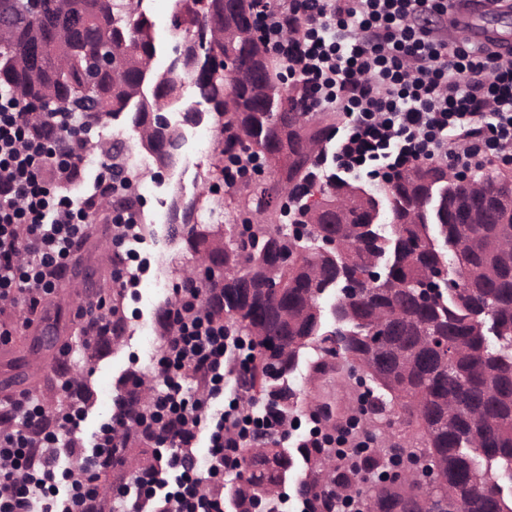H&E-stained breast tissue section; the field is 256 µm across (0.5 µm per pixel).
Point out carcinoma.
Instances as JSON below:
<instances>
[{"label": "carcinoma", "instance_id": "obj_1", "mask_svg": "<svg viewBox=\"0 0 512 512\" xmlns=\"http://www.w3.org/2000/svg\"><path fill=\"white\" fill-rule=\"evenodd\" d=\"M56 2L0 0V13H9L15 24L0 43V85L26 105L81 112L94 121L129 112L135 132L154 130L158 143L148 152L158 170L178 166L184 123L195 127L208 116L215 125L218 163L211 176L217 181L224 180L227 166L249 154L264 161L288 141L294 161L273 185L226 197L205 185L192 200L175 197L169 207L172 236L192 255L209 256L217 272L220 289L208 294L211 313L241 338L246 370L235 372L234 380L246 404L269 403L291 424L305 412L291 383L301 364L316 373L328 366L353 371L354 362L373 349L381 366L379 374L366 377L367 418L360 434L380 441L364 468L382 466L389 444L399 449L400 463L425 462V481L438 482L437 489L464 512H512V214L496 206L512 180L484 169L477 182L484 200L435 163L399 173L382 198L340 175L312 181L314 151L307 143L322 142L330 127L303 132L309 115L299 107L302 90L284 95L281 64L263 39L256 37L249 48L217 44L231 65L251 68L262 79L263 99L251 84L200 67L206 53L197 52L196 36L216 19L254 21L257 0H174L185 36L161 69L154 68L162 50L143 0H79L85 22L63 35L51 24ZM36 42L45 46V56L34 73L18 50ZM93 47L119 60L146 61L115 73L98 65ZM187 82L199 98L193 104L184 100ZM228 91L235 102L231 112L225 111ZM167 112L179 113L182 122H170ZM305 182L302 207L267 210L269 198H290ZM106 199L114 210L140 205L132 185ZM203 209H226L233 223L203 224ZM437 266L458 280L456 287L428 282V271ZM63 321L58 308L34 343L54 348ZM127 329L113 307L110 333L100 337L99 347L119 344ZM55 372L67 400L89 404L91 391L79 375L64 365ZM126 379L138 386L125 383L119 393L128 414L138 418L148 411L154 379L136 370ZM252 435L259 453L240 449L247 487L224 485L231 512L272 505L291 480L307 512H321L328 482L347 494L359 492L357 473L343 463L340 450L314 438H276L258 420ZM158 460L131 422L112 458L98 463L95 512H111L112 487L123 485L133 470L155 469Z\"/></svg>", "mask_w": 512, "mask_h": 512}]
</instances>
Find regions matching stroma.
<instances>
[{
  "mask_svg": "<svg viewBox=\"0 0 512 512\" xmlns=\"http://www.w3.org/2000/svg\"><path fill=\"white\" fill-rule=\"evenodd\" d=\"M121 129L122 140L127 145L125 159L136 181L147 187V199L140 208V221L151 228L149 235L141 237L136 245L141 256L150 259L151 274L160 275L163 291L153 302L141 301L136 290H129L123 303L128 323L124 343L105 356L84 358L80 349L82 337L80 322L76 317L78 307L91 299L113 296V267L107 251L102 247L112 237L111 212L93 211L88 220V231L76 259L67 274L66 287L56 289L48 298L47 307H63L67 313L66 333L73 342L69 361L74 372L82 376L94 393V400L87 409L82 424L84 436H91L98 422L112 412V399L118 393V381L129 371L151 372L161 356L163 330L158 322V309L171 295V290L181 282L180 269L190 266L193 258L183 252L179 240L168 233L167 216L173 196L190 200L198 193L201 182L207 177L214 163V142L198 144L189 141L183 159L175 170L155 179L151 156L142 147L137 133L126 119L112 121L110 127L95 130L94 140L112 142L114 129ZM17 340L0 352V379L15 374L28 381L37 382L36 389L46 409H56L65 393L51 370L53 355L33 345V331L18 327ZM23 363L15 371H8L6 363L14 358ZM292 384L307 406L318 402L333 405L339 415L352 412L353 380L346 375L329 373L315 380H308L306 368H299L292 376Z\"/></svg>",
  "mask_w": 512,
  "mask_h": 512,
  "instance_id": "obj_1",
  "label": "stroma"
}]
</instances>
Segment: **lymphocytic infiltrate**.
Returning a JSON list of instances; mask_svg holds the SVG:
<instances>
[{
    "label": "lymphocytic infiltrate",
    "instance_id": "obj_1",
    "mask_svg": "<svg viewBox=\"0 0 512 512\" xmlns=\"http://www.w3.org/2000/svg\"><path fill=\"white\" fill-rule=\"evenodd\" d=\"M450 0H260L256 28L304 91L302 106L339 123L321 163L386 182L407 167L440 162L463 173L512 166V54L448 38ZM435 18L439 27L422 26ZM55 136L34 133L15 92L0 88V307L41 308L54 292L97 199L119 189L100 165L93 190L75 196L88 167L90 126L73 112H49ZM206 288L176 286L155 365L158 385L145 433L161 468L133 473L120 512H225L224 473L238 466L248 428L238 401L213 403L237 363L235 339L209 320ZM44 407L31 396L10 403L0 427V512H91L97 462L110 454L125 412L84 441L87 410L70 403L50 433L33 436ZM207 453L198 456L199 443ZM83 463V480L61 486L62 460Z\"/></svg>",
    "mask_w": 512,
    "mask_h": 512
}]
</instances>
